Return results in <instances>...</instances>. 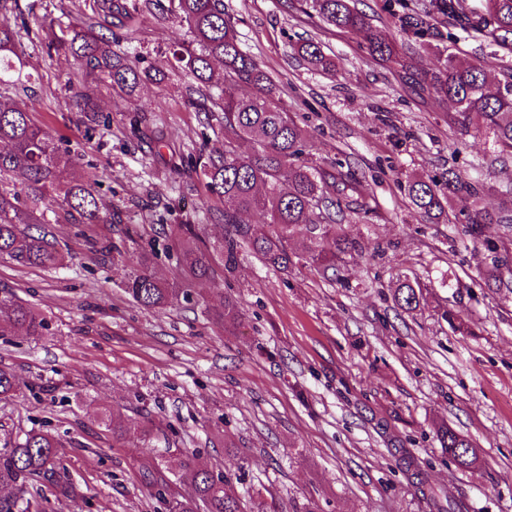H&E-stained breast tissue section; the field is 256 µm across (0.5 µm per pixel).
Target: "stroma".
Masks as SVG:
<instances>
[{
	"mask_svg": "<svg viewBox=\"0 0 512 512\" xmlns=\"http://www.w3.org/2000/svg\"><path fill=\"white\" fill-rule=\"evenodd\" d=\"M21 3L24 15L11 25L31 78L0 102L25 108L71 151L75 165L61 181L90 183L111 216L77 224L50 206L62 265L0 257V299L28 303L45 319L39 336L0 329V366L19 382L0 399V447L49 427L78 490L73 500L47 496L42 512H165L140 479L152 451L134 428L113 440L101 422L112 411L152 422L175 475L187 463L210 467L231 476L240 496L274 497L281 512L310 499L323 512H436L448 499L464 512H512V224L485 227L497 243L491 254L464 220L427 218L404 189L409 176L426 174L445 187L453 167L484 181L477 206L492 209L512 185V157L487 135L450 125L448 100L412 95L359 34L283 0H224L242 48L307 132L310 163L349 165L372 210L350 225L359 248L338 273L302 263L283 275L244 252L233 277L219 270L194 283L192 301L145 309L123 285L143 246L168 245L164 231L177 224L201 225L212 242L224 236L215 219L224 205L186 159L202 146L223 149L224 131L189 103L185 71L167 68L134 104L107 76L87 77L71 56L48 54L49 20L84 26L89 0ZM354 4L419 71L435 70L443 47L482 65L492 83L512 68V53L490 52L461 30L449 35L440 17L416 43L409 23L424 0H401L393 12L385 0ZM188 37L173 16L143 4L112 48L144 69L164 65ZM303 40L335 68L301 60L294 47ZM79 91L95 111L77 110ZM491 265L500 286L485 280ZM404 277L424 287L410 314L392 300ZM228 295L242 313L233 332L210 314ZM442 424L474 442L479 467L448 458L435 433ZM398 446L420 462L425 491L394 455Z\"/></svg>",
	"mask_w": 512,
	"mask_h": 512,
	"instance_id": "obj_1",
	"label": "stroma"
}]
</instances>
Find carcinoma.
Returning <instances> with one entry per match:
<instances>
[{
    "instance_id": "cac0c4a2",
    "label": "carcinoma",
    "mask_w": 512,
    "mask_h": 512,
    "mask_svg": "<svg viewBox=\"0 0 512 512\" xmlns=\"http://www.w3.org/2000/svg\"><path fill=\"white\" fill-rule=\"evenodd\" d=\"M162 14L171 13L186 27L191 39L173 46V59L184 64L194 84L189 86L190 101L195 96L212 97L219 89L215 120L224 129V151L199 150V166L209 192L224 203V238L209 246L200 227L179 224L170 231L180 265V278L172 283L158 279L152 268V255L145 254L140 266L125 275L126 292L140 306L161 309L179 300L189 301L188 287L211 278L215 258L224 266V276L232 275L239 255L247 250L264 266L286 272L305 258L323 271L340 270L343 256L356 249L357 242L345 230L347 217L366 216L368 203L351 173H343L335 163L321 168L306 158L307 134L280 103L276 85L266 72L242 50L231 19L224 12V0H152ZM324 22L339 29L364 33L370 54L400 68L403 84L423 99L434 95L451 100L456 111L448 122L464 131L474 129L492 139L502 154H512V68L501 74L503 90L490 91L483 67L460 64L448 49L439 51L440 66L430 73H419L413 63L399 56L391 42L358 12L353 0H300ZM137 7L125 0H93L88 23L80 28L57 23L46 43L47 51H67L86 62L90 71L103 72L130 98L137 96L143 84L162 80L164 73L153 67L137 69L128 58L112 51L107 34L112 27H124L134 20ZM448 19V25L463 29L488 42L492 47L512 52V0H427L423 12L411 22L415 36L424 35L428 19L434 15ZM17 32L8 19H0V86H13L19 79L21 62L16 50ZM295 52L307 64L321 69L334 66L320 46L312 41L296 45ZM224 67L221 81H215L213 61ZM245 84L252 94L242 96L237 87ZM250 139L254 152L238 153L236 143ZM71 158L20 107H0V183L20 177L29 192L0 189V255L42 267L54 268L60 262L55 244L37 204L49 193L75 215L80 224L102 222V199L81 181L61 184L60 169ZM448 193L441 194L430 177L414 176L407 181L412 204L430 219H437L455 202L466 210L467 232L482 237L487 224H512V191H505L494 212L469 210L484 191L477 177L466 178L448 170ZM261 210L268 216L264 224H244L240 216ZM423 287L407 279L398 281L392 299L397 308L413 312L420 306ZM228 329L241 321L237 303L230 297L212 311ZM7 323L32 336L44 329L41 315L31 306L12 303L7 307ZM17 389L15 375L0 367V399ZM441 447L455 464L474 468L479 455L471 441L449 426L438 429ZM60 443L42 429H31L0 450V489L9 495L0 498V512H40L44 493L72 497L75 483L61 472ZM142 482L168 504L170 512H275L262 495H251L250 506L232 492L229 477L219 478L205 468L189 470L190 492L182 493L162 466L151 463L140 471Z\"/></svg>"
}]
</instances>
